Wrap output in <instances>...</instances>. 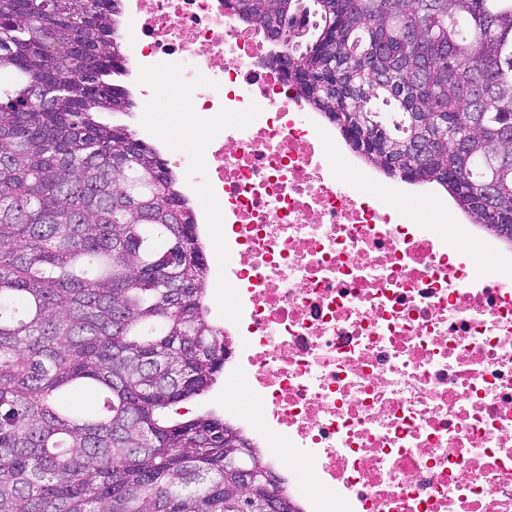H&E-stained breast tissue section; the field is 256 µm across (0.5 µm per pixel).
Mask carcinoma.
I'll list each match as a JSON object with an SVG mask.
<instances>
[{
    "mask_svg": "<svg viewBox=\"0 0 512 512\" xmlns=\"http://www.w3.org/2000/svg\"><path fill=\"white\" fill-rule=\"evenodd\" d=\"M361 159L436 183L512 246V0H224ZM122 0H0V512H302L214 412L224 372L193 213L130 111ZM431 146L430 162L416 147ZM495 180L496 199L483 185ZM93 386L94 417L69 406ZM274 480L275 503L252 487Z\"/></svg>",
    "mask_w": 512,
    "mask_h": 512,
    "instance_id": "1",
    "label": "carcinoma"
}]
</instances>
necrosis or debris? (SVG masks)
<instances>
[{
    "label": "necrosis or debris",
    "instance_id": "obj_1",
    "mask_svg": "<svg viewBox=\"0 0 512 512\" xmlns=\"http://www.w3.org/2000/svg\"><path fill=\"white\" fill-rule=\"evenodd\" d=\"M145 134L224 242V414L302 512H512V261L389 194L224 0H125Z\"/></svg>",
    "mask_w": 512,
    "mask_h": 512
}]
</instances>
